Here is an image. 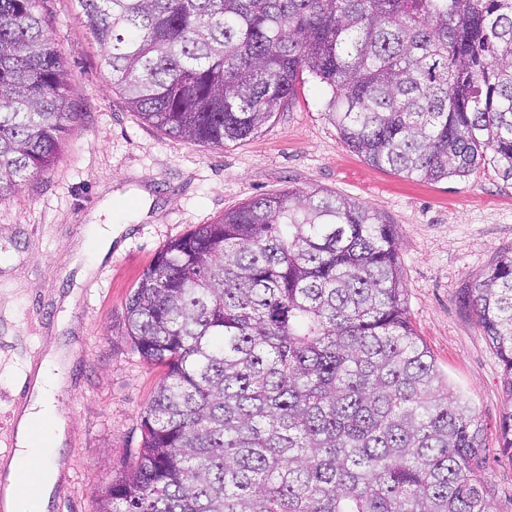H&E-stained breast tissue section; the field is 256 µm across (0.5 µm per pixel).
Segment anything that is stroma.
Segmentation results:
<instances>
[{
    "instance_id": "obj_1",
    "label": "stroma",
    "mask_w": 512,
    "mask_h": 512,
    "mask_svg": "<svg viewBox=\"0 0 512 512\" xmlns=\"http://www.w3.org/2000/svg\"><path fill=\"white\" fill-rule=\"evenodd\" d=\"M41 11L82 117L53 165L0 200V438L13 428L21 367L49 345L67 348L68 384L56 400L69 492L50 496L44 512H93L94 489L139 446L163 370L127 338L125 302L156 253L193 226L292 188L347 197L393 225L409 321L480 418L493 512H512V460L498 432L511 399L463 301L512 247V178L490 161L430 183L374 168L342 143L327 90L309 77L257 137L223 148L177 138L127 109L77 0H42ZM93 224L112 225L109 250L83 249Z\"/></svg>"
}]
</instances>
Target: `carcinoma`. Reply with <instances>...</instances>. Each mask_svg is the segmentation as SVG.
I'll return each instance as SVG.
<instances>
[{
	"instance_id": "cac0c4a2",
	"label": "carcinoma",
	"mask_w": 512,
	"mask_h": 512,
	"mask_svg": "<svg viewBox=\"0 0 512 512\" xmlns=\"http://www.w3.org/2000/svg\"><path fill=\"white\" fill-rule=\"evenodd\" d=\"M41 0H0V198L80 113ZM128 107L216 147L304 73L342 142L435 182L512 176V0H79ZM393 225L323 190L250 200L170 241L126 335L165 368L95 512H491L476 412L410 325ZM512 396V250L465 293ZM512 459V406L499 416Z\"/></svg>"
}]
</instances>
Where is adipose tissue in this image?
<instances>
[{
  "mask_svg": "<svg viewBox=\"0 0 512 512\" xmlns=\"http://www.w3.org/2000/svg\"><path fill=\"white\" fill-rule=\"evenodd\" d=\"M66 362V354L52 348L40 363L35 395L19 420L16 448L5 467L6 512H40V501L31 499L27 493L26 459L41 460L40 482L44 485L54 483L64 467L55 447L63 439L66 422L57 409L55 395L67 385Z\"/></svg>",
  "mask_w": 512,
  "mask_h": 512,
  "instance_id": "1",
  "label": "adipose tissue"
}]
</instances>
